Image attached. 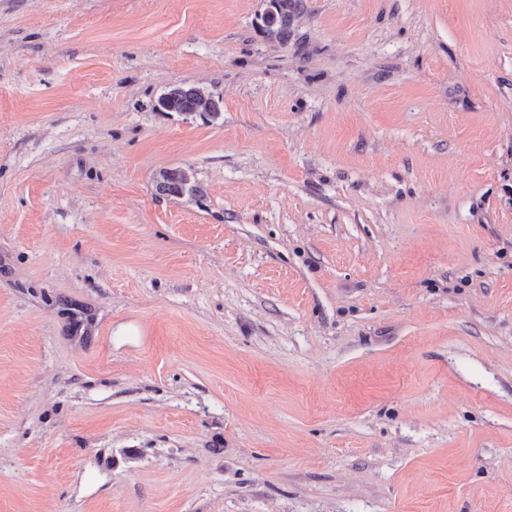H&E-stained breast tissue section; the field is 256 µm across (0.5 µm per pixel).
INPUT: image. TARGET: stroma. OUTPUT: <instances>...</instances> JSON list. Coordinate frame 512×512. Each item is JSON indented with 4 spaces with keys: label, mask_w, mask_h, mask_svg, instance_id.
Masks as SVG:
<instances>
[{
    "label": "stroma",
    "mask_w": 512,
    "mask_h": 512,
    "mask_svg": "<svg viewBox=\"0 0 512 512\" xmlns=\"http://www.w3.org/2000/svg\"><path fill=\"white\" fill-rule=\"evenodd\" d=\"M303 3L0 0V512H512V0ZM300 3L301 0H269L264 15L269 32L282 40L288 38V24ZM161 112L199 113L217 117L221 113L220 102L196 86L176 87L157 100ZM190 175L183 169H171L161 174L159 189L170 195H183L185 193H193L196 191L192 184Z\"/></svg>",
    "instance_id": "1"
}]
</instances>
